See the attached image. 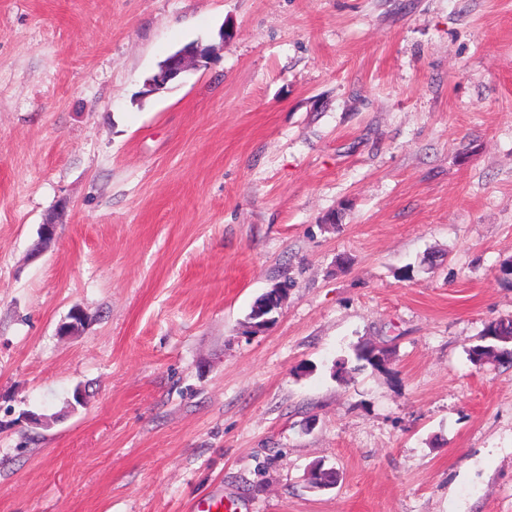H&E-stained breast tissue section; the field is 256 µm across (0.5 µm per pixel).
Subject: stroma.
Here are the masks:
<instances>
[{
	"mask_svg": "<svg viewBox=\"0 0 512 512\" xmlns=\"http://www.w3.org/2000/svg\"><path fill=\"white\" fill-rule=\"evenodd\" d=\"M510 318L512 0H0V512H512ZM208 59V50L196 45H189L169 57L150 79L149 86L154 90L163 89L185 72ZM468 353L474 363L494 358L512 364V319L488 323ZM390 354L370 344L359 345L355 349L357 365L350 371L362 370L371 367L373 370L386 371L390 361Z\"/></svg>",
	"mask_w": 512,
	"mask_h": 512,
	"instance_id": "stroma-1",
	"label": "stroma"
}]
</instances>
